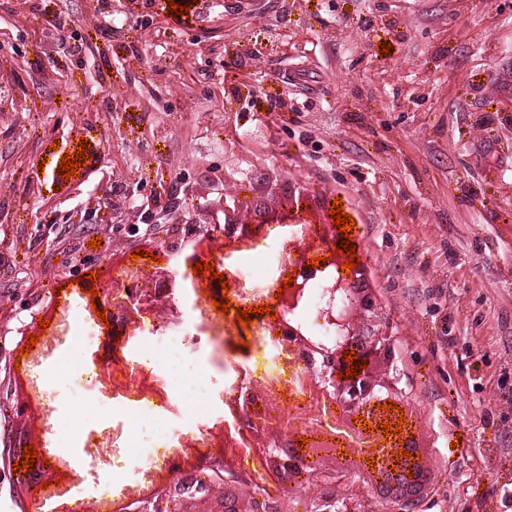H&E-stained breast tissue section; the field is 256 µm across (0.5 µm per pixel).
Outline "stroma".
<instances>
[{"label":"stroma","mask_w":512,"mask_h":512,"mask_svg":"<svg viewBox=\"0 0 512 512\" xmlns=\"http://www.w3.org/2000/svg\"><path fill=\"white\" fill-rule=\"evenodd\" d=\"M181 3L182 24L167 0H111L104 13L97 0H0V86L13 92L0 103V449L36 448L39 482L69 507L79 474L62 449L80 443L112 479L111 497L80 512H115L166 484L147 465L113 476L128 428L97 426L120 389L111 369L83 412L52 392L70 358L104 352L74 342L79 321L100 323L87 275L149 268L145 241L223 221L224 189L257 199L299 181L325 201L311 221L342 199L396 326L439 468L421 512H512V0ZM90 127L106 147L61 178ZM107 203L117 218L90 223ZM142 205L162 223H130ZM198 282L193 325L244 368L261 340L234 311L253 300ZM60 283L82 285L74 305L54 304ZM224 294L228 315L213 307ZM17 366L35 374L21 399ZM206 427L176 438L175 462L238 457L223 412Z\"/></svg>","instance_id":"obj_1"}]
</instances>
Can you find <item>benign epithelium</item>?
I'll return each instance as SVG.
<instances>
[{
  "mask_svg": "<svg viewBox=\"0 0 512 512\" xmlns=\"http://www.w3.org/2000/svg\"><path fill=\"white\" fill-rule=\"evenodd\" d=\"M310 201L305 188L296 183L288 192V207H280L268 197H262L243 207L238 200L224 204V225H215L202 234L209 239L216 233L224 236V247L229 248L257 235L265 224L302 223L298 219L305 211L302 204ZM342 241L335 225H316V234L304 231L287 239L283 246L287 273L279 281L295 277L285 288L275 309L278 318L264 321V333L280 351L300 356L305 370L295 388L305 394L308 402H333L338 406L340 419L358 430L363 421L374 427L370 432V447L341 448L337 439L316 426L308 408H290L283 433L270 432L267 419L257 415L259 410L271 413L277 409L280 393L245 387L229 402L232 413L238 417L239 431L251 435V446L262 460L277 487L305 494L311 502V512H361V503L373 498L389 512H417L426 497V490L435 479L436 470L422 461L419 451L415 402L406 391L404 373L398 366V347L393 327L381 312L376 292L365 286L362 263L352 268L346 279L328 284L329 302L324 310L325 320L336 326L339 338L330 345L313 344L295 326L288 314L295 310L304 297L307 284L328 276L331 269L349 260L334 246ZM316 256L327 258L326 264L315 267L309 261ZM178 287L175 275L168 266H154L131 273L112 284H102L99 300L108 301L112 291L129 294V306L112 316V336L118 329H127L145 313L165 312L168 322L180 319L181 312L174 303ZM349 351L357 360L367 363L353 379L344 375L354 362L343 357ZM394 401L404 409L406 424L403 432L393 437L384 436L375 429L378 422L394 424L400 412L391 414L376 408ZM306 439L299 446L296 439ZM331 448L334 464L323 466L324 449ZM407 451L409 456H399ZM374 459L376 467L368 466L367 458ZM224 457H205L196 468L210 471L205 485L190 484L191 471L177 466L164 489L153 499L140 502L137 512H153L160 506L164 512H192L196 503L207 505L204 512H284L283 502L266 488H259L252 479L241 475L224 480Z\"/></svg>",
  "mask_w": 512,
  "mask_h": 512,
  "instance_id": "7a95c632",
  "label": "benign epithelium"
}]
</instances>
